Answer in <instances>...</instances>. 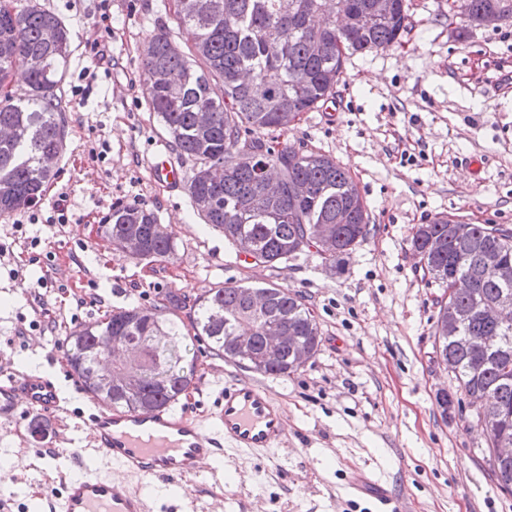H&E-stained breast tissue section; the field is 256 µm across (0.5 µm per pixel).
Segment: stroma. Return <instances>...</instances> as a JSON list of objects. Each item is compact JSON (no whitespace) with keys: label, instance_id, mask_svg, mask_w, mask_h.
I'll list each match as a JSON object with an SVG mask.
<instances>
[{"label":"stroma","instance_id":"1","mask_svg":"<svg viewBox=\"0 0 512 512\" xmlns=\"http://www.w3.org/2000/svg\"><path fill=\"white\" fill-rule=\"evenodd\" d=\"M72 33L61 95L67 147L40 201L0 219V370L55 376L68 409L58 426H0V460L12 512H43L44 496L80 467L44 453L86 437L85 388L60 339L112 311L165 299L189 322L201 295L227 285L278 286L309 307L318 350L296 373H254L196 343L179 407L214 409L218 381L252 378L285 411L274 451H225L215 466L178 484L140 482L150 512H377L352 493L363 469L403 501L405 512H512L485 460L478 408L433 359L443 290L425 275L415 227L439 217L512 228V15L493 26L449 14L448 0H409L401 44L350 56L321 108L271 138L336 160L367 205L371 234L342 271L305 252L273 267L243 262L202 222L186 189L154 185L148 162L170 139L147 107L143 48L157 30L183 33L171 0H39ZM109 21H102L101 12ZM110 64L82 79L97 51ZM63 210H56V202ZM152 210L176 242L168 261L119 255L99 230L116 203ZM454 399L441 412L435 393Z\"/></svg>","mask_w":512,"mask_h":512}]
</instances>
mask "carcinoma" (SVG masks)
<instances>
[{
	"label": "carcinoma",
	"mask_w": 512,
	"mask_h": 512,
	"mask_svg": "<svg viewBox=\"0 0 512 512\" xmlns=\"http://www.w3.org/2000/svg\"><path fill=\"white\" fill-rule=\"evenodd\" d=\"M457 15L475 23L504 0H457ZM347 13L348 29L338 34L333 19L314 25L323 15V0H292V12H281V0H178L175 19L186 35L185 45L165 31L149 43L153 53L142 60L144 74L157 68L168 75L163 84L147 83L148 105L159 118L176 151L197 164L186 190L203 221L236 243L246 236L262 263L273 267L315 248L316 228L332 224L342 246L355 247L370 234L366 205L348 173L331 157L303 153L290 145L274 147L267 134L285 130L305 112L321 107L333 94L347 56L385 48L399 42L406 30L409 4L393 0L388 17L365 21L367 0H336ZM53 26L58 47L45 43L44 31ZM270 26L283 30L273 49L264 39ZM39 55L43 66L28 70L26 89L13 84L17 57ZM71 56V33L38 0H0V126L18 129L21 137L0 142V183L12 192L0 195V218L7 219L43 196L56 172L42 167V156L66 133L61 90ZM249 146L255 162L236 165L241 145ZM224 166V182L212 185L204 172ZM274 169L280 193L267 196L261 187L267 170ZM155 213L135 203L116 206L101 225L105 238L117 241L136 230L155 261L175 255L173 236L157 239L151 224ZM447 218L419 226L412 246L428 250L426 272L446 287L449 276L467 277L475 284L467 295L440 299L439 318L448 305L468 307L472 318L445 334L436 324L433 336L452 361L454 377L468 394L486 398L485 416L496 422L487 433V463L497 484L512 474V460L499 461L493 452L500 438L512 443V325L498 326L495 304L512 302V229L498 225L454 222L448 235ZM266 296L260 314L248 312L250 291ZM250 326L253 370L288 377L299 370L290 353L276 366L259 357L267 331L295 334L311 348L320 343L319 326L310 309L291 291L278 287L230 285L217 288L195 304L190 326L170 317L168 306L132 307L112 312L75 331L69 339L68 360L86 390L109 406L148 410L178 400L190 385V343L207 340L210 349L229 361L236 358L235 340L242 325ZM112 333L125 336L147 350L141 385L123 392L97 379V340Z\"/></svg>",
	"instance_id": "carcinoma-1"
}]
</instances>
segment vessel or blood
<instances>
[{"mask_svg":"<svg viewBox=\"0 0 512 512\" xmlns=\"http://www.w3.org/2000/svg\"><path fill=\"white\" fill-rule=\"evenodd\" d=\"M154 183L178 189L184 173L167 153L152 166ZM63 398L52 375L0 371V421L45 415L60 410ZM90 448L121 468L125 479L86 473L69 479L48 512H147L142 492L128 476H149L174 483L196 475L200 460L223 454L225 447L263 451L286 436L282 406L262 384L235 379L225 384L208 420L163 405L147 411L96 408L88 415ZM349 486L374 499L382 512H403L396 497L362 469L353 470Z\"/></svg>","mask_w":512,"mask_h":512,"instance_id":"vessel-or-blood-1","label":"vessel or blood"}]
</instances>
